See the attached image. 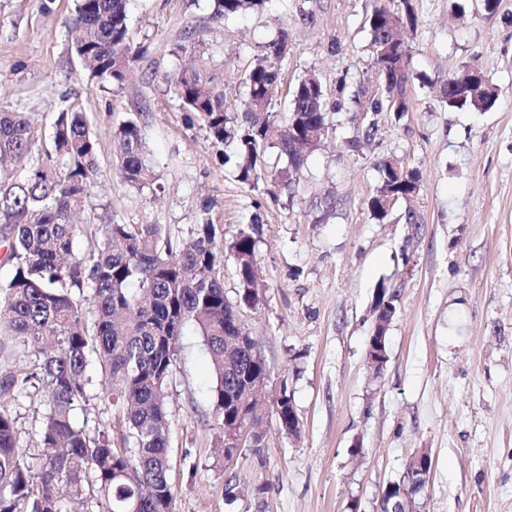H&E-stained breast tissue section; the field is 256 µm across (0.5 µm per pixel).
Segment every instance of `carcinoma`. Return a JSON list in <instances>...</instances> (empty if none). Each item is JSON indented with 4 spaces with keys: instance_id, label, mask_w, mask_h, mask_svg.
Segmentation results:
<instances>
[{
    "instance_id": "cac0c4a2",
    "label": "carcinoma",
    "mask_w": 512,
    "mask_h": 512,
    "mask_svg": "<svg viewBox=\"0 0 512 512\" xmlns=\"http://www.w3.org/2000/svg\"><path fill=\"white\" fill-rule=\"evenodd\" d=\"M213 15L225 19L260 11L267 0H212ZM365 19L371 40L375 81L355 80L352 103L365 113L356 139L369 141L376 116L408 112L405 85L410 55L400 29L417 26L409 0H377ZM68 46L89 79L125 82L141 47L134 43L127 0H77L66 18ZM288 53V31L281 30L253 56L242 83L241 111L230 112L220 73L183 68L171 84L183 108L199 120L214 143L235 144V177L251 190L273 175L266 193L297 181L306 153L323 140L315 132L330 128L328 93L318 74L298 81L288 110L275 109L273 91ZM463 72L443 86L448 110L492 108L498 94L484 84L460 90L473 76ZM119 143L118 175L141 190L158 181L150 150L137 120L112 128ZM38 136L20 112L0 114V161L25 171L0 180V266L10 276L0 284V356L19 344L33 359L28 370L0 375V512H68V504L105 501L103 512H173L175 490L169 481L172 456L167 398L182 336L193 327L202 338L213 369L211 407L215 426L254 422L257 446L267 432L248 396L253 376H266L256 340L235 326V316L259 303L256 288L258 240L255 227L241 228L224 244L217 225L203 208L188 238L174 241L158 224L73 223L86 206L96 176L98 142L75 107L53 122L47 162H33ZM284 166H279L282 159ZM381 184L369 200L374 218L387 216L388 198L415 192L413 171L395 172L380 163ZM103 245L75 251L76 238H97ZM233 257L238 277L235 300L224 291V252ZM90 290L94 321H86L81 297ZM99 364L112 396L114 422L89 428L75 422L74 411L89 398L90 362ZM42 393L39 444L56 453L36 469L19 444L18 415L9 405L18 397Z\"/></svg>"
}]
</instances>
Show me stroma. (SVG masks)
<instances>
[{
	"instance_id": "1",
	"label": "stroma",
	"mask_w": 512,
	"mask_h": 512,
	"mask_svg": "<svg viewBox=\"0 0 512 512\" xmlns=\"http://www.w3.org/2000/svg\"><path fill=\"white\" fill-rule=\"evenodd\" d=\"M373 0H267L263 10L214 20L211 0H128L144 47L122 85L89 80L68 47L75 0H0V112H22L35 131L76 106L98 140L97 174L83 224H158L187 238L202 205L225 240L259 225L257 309L243 320L270 369L265 408L291 394L301 433L267 421L265 445L225 461L212 418L213 371L202 339L180 342L169 397L175 512H378L388 483L430 450L434 468L419 512H512V0H411L402 120L378 116L370 141L351 146L355 112L332 128L295 187L248 189L177 99L171 77L188 63L174 44L205 41L229 106L246 95L251 58L279 29L289 35L276 93L319 74L330 99L343 78L372 73L365 23ZM499 89L490 110L450 111L440 90L461 65ZM137 115L159 174L128 186L114 166L112 126ZM392 160L417 190L374 219L368 201ZM395 290L388 360L368 368L377 288ZM42 405L22 399L19 444L33 466Z\"/></svg>"
}]
</instances>
